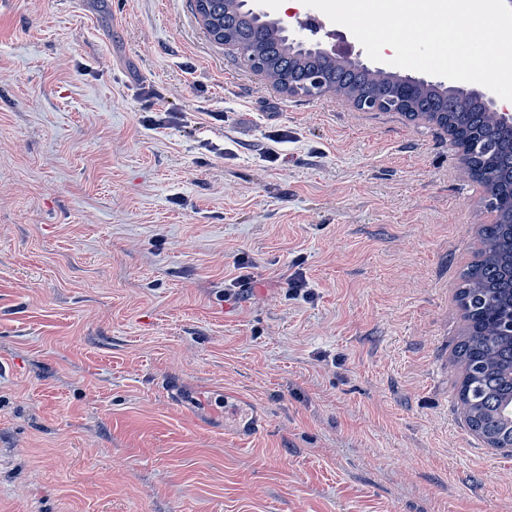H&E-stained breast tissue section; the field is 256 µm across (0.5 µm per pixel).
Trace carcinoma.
Wrapping results in <instances>:
<instances>
[{
	"label": "carcinoma",
	"instance_id": "carcinoma-1",
	"mask_svg": "<svg viewBox=\"0 0 512 512\" xmlns=\"http://www.w3.org/2000/svg\"><path fill=\"white\" fill-rule=\"evenodd\" d=\"M209 13L256 71H271L287 87L304 89L314 73L327 91L358 99L398 95L406 79L374 72L293 42L274 21L258 16L244 0H208ZM406 114L433 122L466 147L472 177L498 202L497 218L482 225L476 259L460 275L458 304L467 322L455 357L462 369L458 399L470 429L491 448L512 445V125L490 116L455 86L423 83L404 99Z\"/></svg>",
	"mask_w": 512,
	"mask_h": 512
}]
</instances>
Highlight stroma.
I'll use <instances>...</instances> for the list:
<instances>
[{"instance_id": "1", "label": "stroma", "mask_w": 512, "mask_h": 512, "mask_svg": "<svg viewBox=\"0 0 512 512\" xmlns=\"http://www.w3.org/2000/svg\"><path fill=\"white\" fill-rule=\"evenodd\" d=\"M493 219L447 132L284 94L190 0H0V512H512L452 356Z\"/></svg>"}]
</instances>
